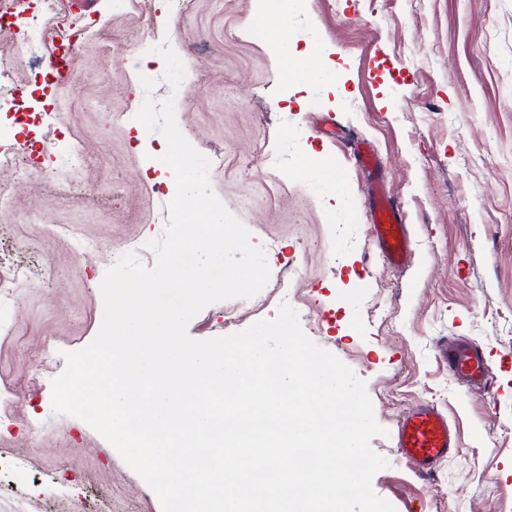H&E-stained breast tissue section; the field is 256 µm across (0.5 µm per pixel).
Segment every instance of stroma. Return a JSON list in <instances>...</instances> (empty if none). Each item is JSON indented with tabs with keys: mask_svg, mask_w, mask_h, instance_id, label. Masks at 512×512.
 I'll use <instances>...</instances> for the list:
<instances>
[{
	"mask_svg": "<svg viewBox=\"0 0 512 512\" xmlns=\"http://www.w3.org/2000/svg\"><path fill=\"white\" fill-rule=\"evenodd\" d=\"M92 24L70 52L71 76L44 77L53 44L0 29V512H162L155 492L81 419L54 414L51 382L65 353L96 337L100 282L116 256L145 266L168 221L165 186L147 181L149 133L136 146L145 97L174 99L178 126L211 159L214 194L249 230L271 271L250 299L211 304L188 324L202 341L273 319L281 303L305 334L366 383L388 462L374 492L396 512H512V0H55L26 20ZM165 37L186 68L179 90L145 94L137 46ZM332 79L305 80L317 58ZM76 143L81 162L48 152L18 172L25 141ZM368 141L402 210L411 258L397 268L370 236ZM341 172L343 201L325 204L313 160ZM91 241L88 250L74 241ZM25 278L13 280L16 267ZM481 349L486 388L456 380L440 340ZM437 406L459 448L420 477L396 446L398 421Z\"/></svg>",
	"mask_w": 512,
	"mask_h": 512,
	"instance_id": "stroma-1",
	"label": "stroma"
}]
</instances>
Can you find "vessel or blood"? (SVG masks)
<instances>
[{"instance_id": "obj_1", "label": "vessel or blood", "mask_w": 512, "mask_h": 512, "mask_svg": "<svg viewBox=\"0 0 512 512\" xmlns=\"http://www.w3.org/2000/svg\"><path fill=\"white\" fill-rule=\"evenodd\" d=\"M371 235L384 261L400 262L409 249V238L402 212L383 183L371 190ZM442 356L449 371L470 380L489 384L492 371L483 354L472 347L447 346ZM396 445L412 461L420 476H429L436 463L458 446L455 428L446 413L432 405H421L396 427Z\"/></svg>"}]
</instances>
